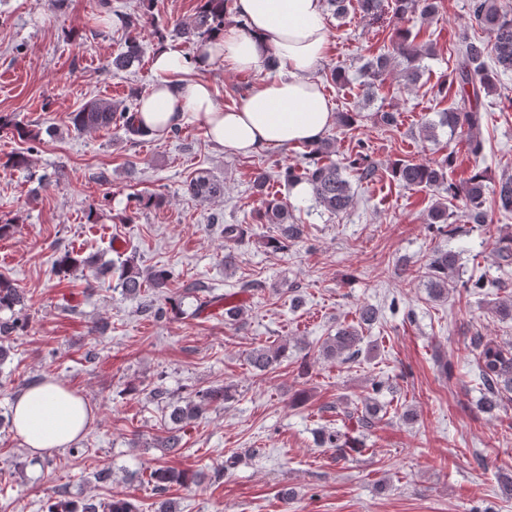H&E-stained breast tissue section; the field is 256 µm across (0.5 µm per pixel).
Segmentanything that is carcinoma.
<instances>
[{
	"label": "carcinoma",
	"mask_w": 512,
	"mask_h": 512,
	"mask_svg": "<svg viewBox=\"0 0 512 512\" xmlns=\"http://www.w3.org/2000/svg\"><path fill=\"white\" fill-rule=\"evenodd\" d=\"M228 0H198L195 13L189 21L171 29H154L153 34L164 41L169 37L184 42L199 44L217 27L225 24ZM360 12L369 18H378L385 10V0H357ZM395 12L404 14L408 11H420L425 18L433 16L439 8L438 0H394ZM473 17L482 28L490 34V41L462 37L454 47L455 66L445 79L437 84L435 95L447 96L448 86L456 87L455 100L448 110L439 113V119L423 127L429 137L436 136V129L446 127L450 132L466 131L467 146L470 154L477 158L483 154L484 144L479 135L481 126L482 99L495 87V77L501 72L512 71V13L504 11L497 5V0H473ZM121 22L129 29L124 49L112 58V68L125 71L141 61L142 48L139 41L140 29L145 24L141 15L122 14ZM398 54L405 65L401 71L404 84L409 86L419 81L422 75L420 62L426 48L415 43L408 30L395 32ZM392 57L379 54L370 60L365 68L367 81L366 93L374 95L383 86V76L391 72ZM118 127L128 137L143 136L145 132L136 121V108L120 106L107 99H96L87 103L73 113L72 127L78 132L110 129ZM334 145L328 138L306 148L302 153L301 166L287 167L279 176L288 185L306 183L311 188L315 203L323 210L341 213L350 209L354 203V192L349 180L344 176L347 169L353 170L360 181L371 182L378 176L379 165L369 154V148L363 142L358 143L345 161L333 158ZM455 163L453 154L440 160L413 162L398 160L392 164L391 175L406 189L435 187L448 194V200L463 198L469 203L468 218L474 224H483L486 213L485 171L475 167L469 178L456 184L448 178V173ZM271 176L265 172L256 174L253 189L261 197V207L255 210L252 220L257 224H275L279 234L270 238L267 245L273 251H279L290 242L299 241L304 235V226L294 222L288 208V202L270 192ZM184 192L190 197L207 202L224 197V182L208 172H200L184 183ZM494 206L503 213H512V177L501 179L495 192ZM451 217L448 204L438 202L426 215V223L438 226L448 223ZM249 233L245 224L224 225V241L242 243ZM498 267L508 270L512 267V235L501 237L496 246ZM459 254L455 251H439L427 265L425 277L431 298L442 300L448 297L450 279L457 269ZM90 268L95 276H106L112 268L97 264L93 255L82 256L69 251L55 260L57 274L64 275L76 267ZM173 276L166 267L155 268L144 275L132 263L122 264L119 278L121 292L127 296H139L146 290L155 292L165 288ZM183 294L194 298L195 311L199 312L209 304L221 299L212 296L199 283L184 285ZM25 306L23 290L11 280L0 276V309L12 310ZM378 312L369 305L358 310L357 324H343L336 329L335 335L328 338L321 346V354L327 359L350 361L355 359L362 349L360 344V326L377 321ZM28 319L15 318L0 322V366L5 364L10 349L4 342L15 333L25 330ZM470 346L476 351L475 382L482 391V405L485 412L493 414L512 402V347H505L481 335L470 338ZM287 346L276 348L260 346L252 349L247 356L250 368L258 373L271 369L284 355ZM232 394L227 386H215L199 391L196 399L183 403H172L165 414V431L160 443L164 448L183 447L184 426L188 421L198 418L203 407L213 402H226ZM381 407L371 398L366 397L350 411L344 412L345 419L353 421L361 431L370 430L381 419ZM320 444L328 448H353L355 444L339 431L325 430L320 434ZM192 479L187 473L159 467L151 471L150 483L153 490L162 493L172 482H187ZM102 503L95 498L73 503L58 498L46 502V512H100Z\"/></svg>",
	"instance_id": "cac0c4a2"
}]
</instances>
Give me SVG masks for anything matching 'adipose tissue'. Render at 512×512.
Wrapping results in <instances>:
<instances>
[{
  "label": "adipose tissue",
  "instance_id": "obj_1",
  "mask_svg": "<svg viewBox=\"0 0 512 512\" xmlns=\"http://www.w3.org/2000/svg\"><path fill=\"white\" fill-rule=\"evenodd\" d=\"M243 27L228 26L193 56L159 46L151 83L139 102L142 130L160 136L173 127L196 123L217 150L251 155L319 141L336 114L314 72L324 59L328 29L324 0H231ZM274 77H263L268 60ZM261 79L232 109L219 106L207 78L217 64ZM95 419L82 397L59 381L46 379L15 398L13 433L30 456L69 447Z\"/></svg>",
  "mask_w": 512,
  "mask_h": 512
}]
</instances>
